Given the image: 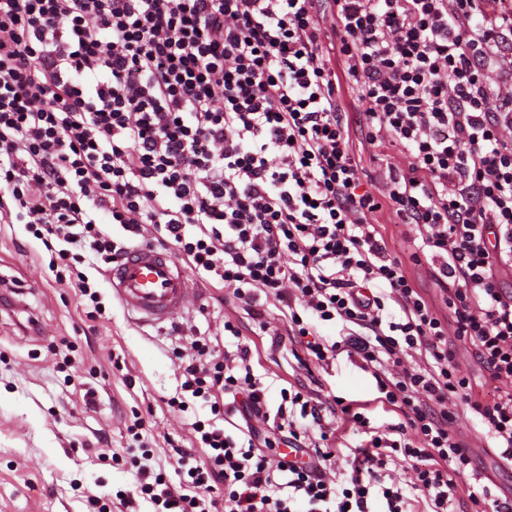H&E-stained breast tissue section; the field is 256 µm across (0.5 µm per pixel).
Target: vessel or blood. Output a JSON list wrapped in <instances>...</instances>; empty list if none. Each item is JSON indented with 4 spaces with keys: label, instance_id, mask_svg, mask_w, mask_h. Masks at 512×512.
<instances>
[{
    "label": "vessel or blood",
    "instance_id": "obj_1",
    "mask_svg": "<svg viewBox=\"0 0 512 512\" xmlns=\"http://www.w3.org/2000/svg\"><path fill=\"white\" fill-rule=\"evenodd\" d=\"M112 295L135 320L160 325L185 309L197 288L167 251L145 244L128 250L109 272Z\"/></svg>",
    "mask_w": 512,
    "mask_h": 512
}]
</instances>
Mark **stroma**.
Segmentation results:
<instances>
[{
  "label": "stroma",
  "instance_id": "1",
  "mask_svg": "<svg viewBox=\"0 0 512 512\" xmlns=\"http://www.w3.org/2000/svg\"><path fill=\"white\" fill-rule=\"evenodd\" d=\"M352 140L362 158V187L372 194L381 191L387 165L409 167L398 148L370 147L357 130ZM63 247L59 240L44 246L25 225L0 223V294L6 298L0 306V512H101L118 491L135 488L130 457L140 439L152 450L156 470L179 484L168 450L191 448L190 425L206 410L197 401L184 412L169 407L182 382L172 349L202 335L233 344L224 330L228 319L245 334L255 326L221 286L202 279L200 295L173 323L135 326L112 297L106 265L90 249L78 250L65 282H58ZM80 272L104 304L103 315L90 316L75 288ZM254 342L253 370L271 406L280 403L282 388L300 384L325 399L364 403L371 426L401 423L377 402L375 379L347 353L309 371L297 363L289 341L275 347L266 335ZM454 412L458 434L477 445L478 477L456 479L452 512H471L473 490L512 496V470L484 449L473 413L460 406ZM138 419L143 426L136 440L128 428Z\"/></svg>",
  "mask_w": 512,
  "mask_h": 512
}]
</instances>
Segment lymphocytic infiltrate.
<instances>
[{
	"instance_id": "f902f5d3",
	"label": "lymphocytic infiltrate",
	"mask_w": 512,
	"mask_h": 512,
	"mask_svg": "<svg viewBox=\"0 0 512 512\" xmlns=\"http://www.w3.org/2000/svg\"><path fill=\"white\" fill-rule=\"evenodd\" d=\"M318 0H0V222L42 242L125 247L96 219L154 225L201 277L254 320L277 304L288 336L321 367L344 351L403 415L393 432L357 406L285 389L271 407L248 344L181 360L184 410L201 400L195 451L174 448L193 488L133 457L155 512H408L400 469L430 512H448L472 454L452 428L463 404L512 465V6L505 0H331L336 67L324 62ZM346 77L367 144L400 147L383 190L361 188ZM415 226L410 262L426 300L369 214ZM339 326L337 339L321 326ZM456 336L494 388L476 397ZM272 422L226 432L234 415ZM367 435L332 479L330 441ZM306 462L271 459L275 443ZM223 485L224 500L210 493Z\"/></svg>"
}]
</instances>
